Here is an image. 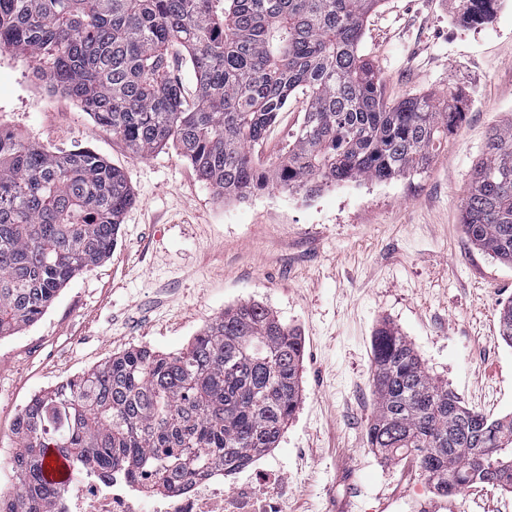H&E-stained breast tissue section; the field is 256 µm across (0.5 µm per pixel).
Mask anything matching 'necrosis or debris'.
Returning <instances> with one entry per match:
<instances>
[{
  "mask_svg": "<svg viewBox=\"0 0 512 512\" xmlns=\"http://www.w3.org/2000/svg\"><path fill=\"white\" fill-rule=\"evenodd\" d=\"M268 471L259 457L233 470L205 473L173 484L170 492L154 495L155 477L150 470L113 471L105 478L95 466H83L79 476L54 499L52 512H273V505L257 495L253 480Z\"/></svg>",
  "mask_w": 512,
  "mask_h": 512,
  "instance_id": "obj_1",
  "label": "necrosis or debris"
}]
</instances>
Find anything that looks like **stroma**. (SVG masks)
Instances as JSON below:
<instances>
[{"mask_svg":"<svg viewBox=\"0 0 512 512\" xmlns=\"http://www.w3.org/2000/svg\"><path fill=\"white\" fill-rule=\"evenodd\" d=\"M359 52L386 103L458 100V133L415 175L244 202L219 199L174 145L134 156L76 100L34 80L25 57L0 53V127L51 152L96 151L135 195L111 253L37 322L0 338L1 486L13 481L15 416L34 395L134 347L178 352L224 309L252 301L304 343L299 407L265 452L284 475L286 512H422L439 498L414 459L367 446L382 325L407 336L464 406L512 414V346L497 326L512 265L477 249L460 220L490 134L512 124V0L477 29L458 21L454 0H381ZM304 112L289 99L257 164L271 166Z\"/></svg>","mask_w":512,"mask_h":512,"instance_id":"stroma-1","label":"stroma"}]
</instances>
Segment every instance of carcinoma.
I'll return each instance as SVG.
<instances>
[{"instance_id":"obj_1","label":"carcinoma","mask_w":512,"mask_h":512,"mask_svg":"<svg viewBox=\"0 0 512 512\" xmlns=\"http://www.w3.org/2000/svg\"><path fill=\"white\" fill-rule=\"evenodd\" d=\"M380 0H0V49L77 99L138 156L175 144L217 197L263 191L311 197L343 182L423 170L465 120L431 96L384 104L381 78L359 53ZM499 0H457L468 27ZM191 66L187 101L172 75ZM307 100L293 140L268 169L253 150L295 95ZM135 196L124 173L90 149L58 154L0 130V337L36 322L59 291L116 244ZM470 241L512 265V126L495 130L461 204ZM512 346V302L499 310ZM303 346L260 302L224 310L177 353L127 350L32 397L18 412L0 512H49L48 449L103 471L141 467L158 490L173 477L232 470L275 447L300 401ZM368 445L412 455L438 491L476 483L512 493V416L460 404L422 366L412 342L379 328Z\"/></svg>"}]
</instances>
